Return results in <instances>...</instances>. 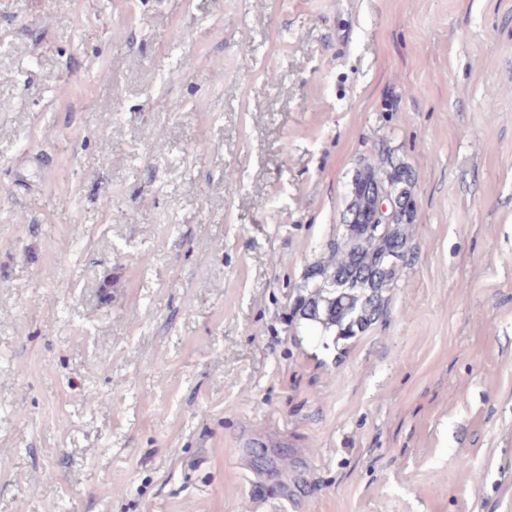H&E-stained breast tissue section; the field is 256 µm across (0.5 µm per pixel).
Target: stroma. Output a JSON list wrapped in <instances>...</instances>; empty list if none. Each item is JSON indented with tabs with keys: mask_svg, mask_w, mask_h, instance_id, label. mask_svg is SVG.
Listing matches in <instances>:
<instances>
[{
	"mask_svg": "<svg viewBox=\"0 0 512 512\" xmlns=\"http://www.w3.org/2000/svg\"><path fill=\"white\" fill-rule=\"evenodd\" d=\"M1 99L0 512H512V0H0ZM384 149L339 357L294 303ZM381 178L394 188L385 213L377 214L373 191ZM415 183L413 168L391 150L364 159L350 186L345 232L328 240L324 254L313 262L300 286L295 314L314 336L341 342L366 331L383 313L384 293L406 263L407 226L412 224ZM382 215V216H381ZM382 222V224H379ZM370 224L379 225L375 234ZM310 276V277H308Z\"/></svg>",
	"mask_w": 512,
	"mask_h": 512,
	"instance_id": "obj_1",
	"label": "stroma"
}]
</instances>
